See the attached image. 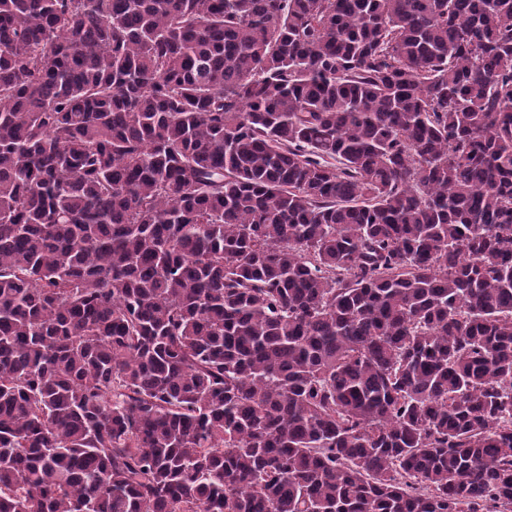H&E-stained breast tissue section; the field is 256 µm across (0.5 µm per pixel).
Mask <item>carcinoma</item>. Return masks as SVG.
<instances>
[{
    "label": "carcinoma",
    "mask_w": 512,
    "mask_h": 512,
    "mask_svg": "<svg viewBox=\"0 0 512 512\" xmlns=\"http://www.w3.org/2000/svg\"><path fill=\"white\" fill-rule=\"evenodd\" d=\"M0 512H512V0H0Z\"/></svg>",
    "instance_id": "cac0c4a2"
}]
</instances>
